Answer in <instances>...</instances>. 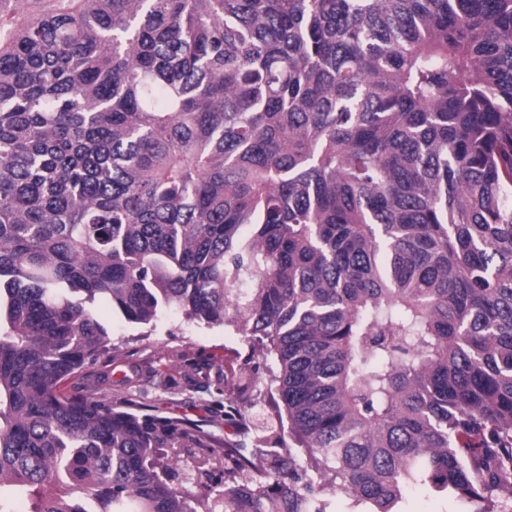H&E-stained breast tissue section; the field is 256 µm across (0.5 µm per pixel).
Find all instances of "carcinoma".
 <instances>
[{"instance_id":"obj_1","label":"carcinoma","mask_w":512,"mask_h":512,"mask_svg":"<svg viewBox=\"0 0 512 512\" xmlns=\"http://www.w3.org/2000/svg\"><path fill=\"white\" fill-rule=\"evenodd\" d=\"M271 356L301 455L67 398L96 304ZM512 512V0H0V512ZM407 512H455L457 506L448 500H442L423 488L410 489L405 503Z\"/></svg>"}]
</instances>
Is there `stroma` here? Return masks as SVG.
<instances>
[{"label":"stroma","mask_w":512,"mask_h":512,"mask_svg":"<svg viewBox=\"0 0 512 512\" xmlns=\"http://www.w3.org/2000/svg\"><path fill=\"white\" fill-rule=\"evenodd\" d=\"M112 328L114 350L86 364L65 381V394L113 405H136L148 413L193 424L225 448L251 447L256 428L274 429L284 447H292L287 421L278 417L271 399L255 406L251 425L229 414L226 404L248 405L247 382L267 383V360L236 332L187 323L182 314L165 312L155 326L118 322L109 305L99 307Z\"/></svg>","instance_id":"obj_1"}]
</instances>
